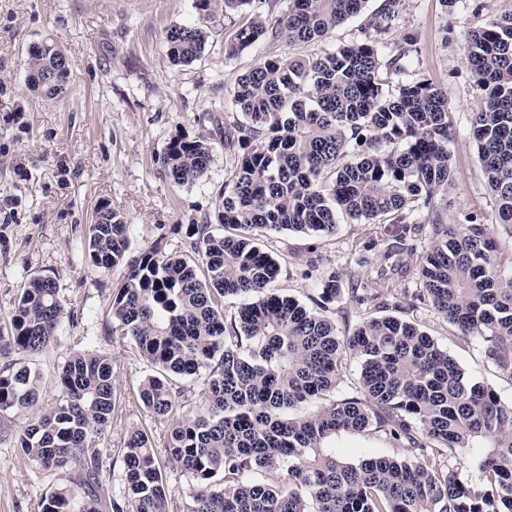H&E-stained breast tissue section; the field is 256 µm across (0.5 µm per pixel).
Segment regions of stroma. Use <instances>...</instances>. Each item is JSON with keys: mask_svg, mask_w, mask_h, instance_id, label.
Instances as JSON below:
<instances>
[{"mask_svg": "<svg viewBox=\"0 0 512 512\" xmlns=\"http://www.w3.org/2000/svg\"><path fill=\"white\" fill-rule=\"evenodd\" d=\"M382 2L369 0L326 41L290 44L269 38L230 58L225 47L237 30L251 16H274L282 0H251L230 13L222 0H214L207 15L197 0H0V326L8 325L25 284L38 274L55 277L65 307L53 349L12 358L16 367L40 375V399L36 409L0 413V512H39L41 498L65 484V474L29 463L18 436L36 411L59 401V371L73 353L86 350L111 355L117 395L111 424L96 440L103 461L101 512H112L113 499L124 492L123 448L136 429L154 437L169 512H187L191 477L165 448L171 422L151 418L138 396L152 366L131 338L106 333L112 292L127 269L120 264L102 275L91 266L85 243L92 216L103 203L120 213L128 224L131 254L158 241L167 251H184L185 227L217 224L224 184L240 154L224 142L225 128L242 118L229 102L236 79L263 58L320 55L361 38ZM504 13H512V0H457L452 6L444 0H401L398 20L379 35L383 63L402 57L409 72L448 93L454 175L438 203L446 224L469 214H493L470 130V116L482 107L485 92L467 62L466 39ZM199 22L207 32L201 57L174 64L166 30ZM48 38L58 41L70 61L67 89L52 100L30 90L25 70L30 46ZM178 137L204 138L213 148L207 175L190 185L174 184L162 166L169 142ZM395 230L392 224L376 229L344 221L332 237L268 233L264 243L280 264L269 289L312 309L326 272L372 288L381 251L363 250L362 244L370 232L387 239ZM409 317L473 382L512 402V379L487 362L483 346L460 344L455 329L430 305H418ZM327 447L349 463L408 454L375 431L342 432Z\"/></svg>", "mask_w": 512, "mask_h": 512, "instance_id": "stroma-1", "label": "stroma"}]
</instances>
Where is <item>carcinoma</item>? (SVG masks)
<instances>
[{"label": "carcinoma", "instance_id": "1", "mask_svg": "<svg viewBox=\"0 0 512 512\" xmlns=\"http://www.w3.org/2000/svg\"><path fill=\"white\" fill-rule=\"evenodd\" d=\"M275 19L256 15L227 49L232 57L272 36L311 43L359 14L368 0H282ZM400 0H384L375 32L398 17ZM206 32L179 25L166 32L173 61L197 60ZM28 55L31 90L54 99L69 73L44 83L57 43ZM380 45L368 33L317 57L265 58L236 80L231 104L243 120L224 133L242 150L224 183L221 232L190 224L187 253L157 242L127 258L124 218L100 205L89 226L87 253L100 273L124 263L113 293L112 335L129 336L153 367L139 389L148 414L168 419L179 406L174 379L207 372V393L195 412L176 420L166 448L192 476L188 512H512V403L472 383L459 363L414 322L368 315L337 334L328 311L343 292L336 273L321 277L312 311L265 288L280 271L261 247L269 231L335 235L339 218L397 224L384 242L377 287L389 291L399 256L421 247L418 293L391 307L407 313L429 303L459 335L484 343L485 357L512 378V14L471 31L467 59L486 95L472 113V134L495 220L476 215L444 224L436 200L452 174L448 96L427 79L384 89ZM212 162L204 138L172 140L165 175L177 185L203 178ZM256 296L227 317L222 299ZM65 312L56 281L29 279L0 330V359L36 355L57 343ZM360 362L356 395L312 406L336 387L342 360ZM62 395L19 436L32 465L67 474V484L41 499V512H98L95 488L102 459L95 438L109 425L116 394L112 358L75 353L56 380ZM39 376L0 368V412L32 408ZM383 432L408 443L409 458L377 456L357 464L323 452L341 432ZM480 451L482 480L472 484L442 463L441 449ZM125 497L132 512H169V490L147 432L125 443ZM266 470L270 484L245 474Z\"/></svg>", "mask_w": 512, "mask_h": 512}]
</instances>
